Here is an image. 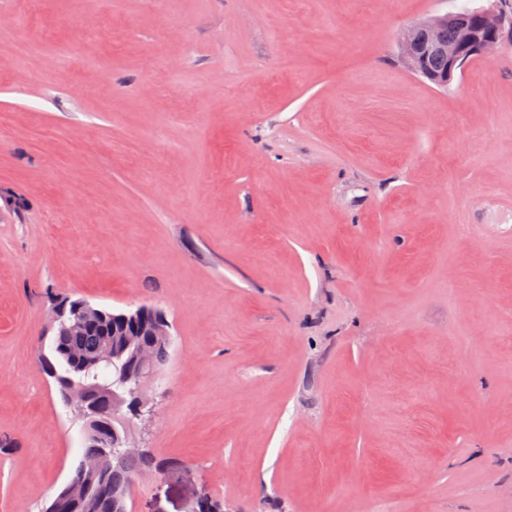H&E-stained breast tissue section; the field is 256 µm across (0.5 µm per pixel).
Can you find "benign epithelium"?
<instances>
[{
	"instance_id": "obj_1",
	"label": "benign epithelium",
	"mask_w": 512,
	"mask_h": 512,
	"mask_svg": "<svg viewBox=\"0 0 512 512\" xmlns=\"http://www.w3.org/2000/svg\"><path fill=\"white\" fill-rule=\"evenodd\" d=\"M488 5L463 9L455 13L432 15L419 22L401 28L397 34L401 50V62L411 72L419 75L427 73V61L431 56H441L448 60L447 74L436 79V85L444 87L455 74L474 57H488L512 49V4L508 0H487ZM453 25L457 29V39L453 43L436 38L442 27ZM120 323L135 336L144 333L151 336L170 335L167 320L157 312L138 307L120 315ZM155 352L152 346H141L137 355V367L130 374L137 384L138 408L144 409L151 403L147 383L156 379ZM144 449L137 446L129 437L114 442L112 455L118 458L140 455Z\"/></svg>"
}]
</instances>
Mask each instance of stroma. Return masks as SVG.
Returning <instances> with one entry per match:
<instances>
[{"instance_id":"35a3bbf8","label":"stroma","mask_w":512,"mask_h":512,"mask_svg":"<svg viewBox=\"0 0 512 512\" xmlns=\"http://www.w3.org/2000/svg\"><path fill=\"white\" fill-rule=\"evenodd\" d=\"M483 3L0 0V512L81 457L65 295L171 325L128 512H512V51L397 43ZM0 38L1 45L5 48L24 56L35 55L36 49L34 44L19 31L3 32L0 25Z\"/></svg>"}]
</instances>
